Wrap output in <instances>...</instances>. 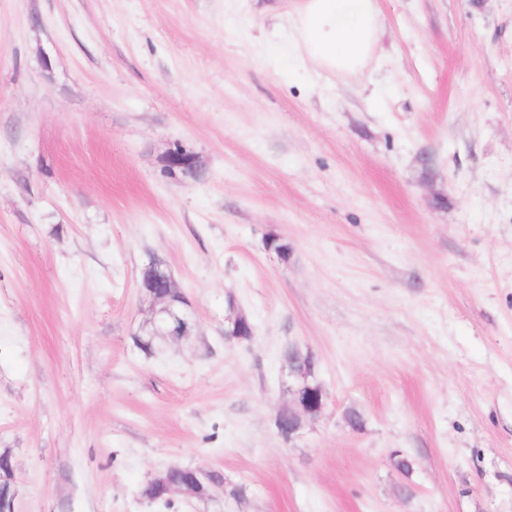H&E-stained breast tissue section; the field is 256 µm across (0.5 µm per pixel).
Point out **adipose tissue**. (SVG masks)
<instances>
[{
	"mask_svg": "<svg viewBox=\"0 0 512 512\" xmlns=\"http://www.w3.org/2000/svg\"><path fill=\"white\" fill-rule=\"evenodd\" d=\"M376 0H301L286 58L334 74L362 73L379 43Z\"/></svg>",
	"mask_w": 512,
	"mask_h": 512,
	"instance_id": "obj_1",
	"label": "adipose tissue"
}]
</instances>
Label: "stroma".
I'll return each instance as SVG.
<instances>
[{
  "label": "stroma",
  "mask_w": 512,
  "mask_h": 512,
  "mask_svg": "<svg viewBox=\"0 0 512 512\" xmlns=\"http://www.w3.org/2000/svg\"><path fill=\"white\" fill-rule=\"evenodd\" d=\"M297 2L0 0L16 512H512V0H378L357 76L265 65ZM154 259L197 330L148 356ZM291 343L326 404L287 439ZM170 465L221 484L141 498ZM165 163L167 168L179 172L184 177L197 179L201 175V166L196 156L191 153L172 151ZM228 307V314L224 316L225 341H227L225 336H252L253 326L247 315L233 301L228 303Z\"/></svg>",
  "instance_id": "stroma-1"
}]
</instances>
